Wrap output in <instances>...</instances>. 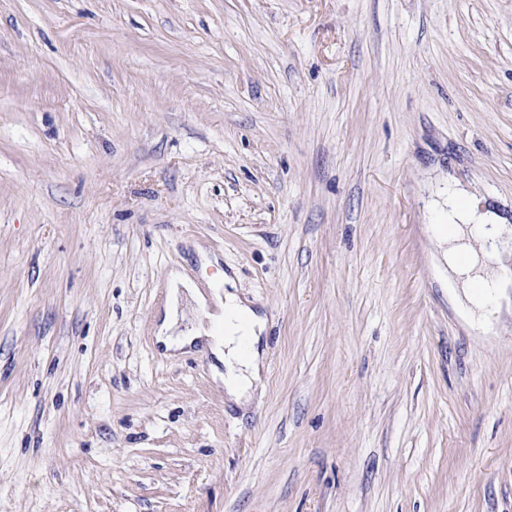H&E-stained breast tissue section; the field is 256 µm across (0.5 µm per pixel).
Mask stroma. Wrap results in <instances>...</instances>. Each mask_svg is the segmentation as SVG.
Returning <instances> with one entry per match:
<instances>
[{
	"mask_svg": "<svg viewBox=\"0 0 512 512\" xmlns=\"http://www.w3.org/2000/svg\"><path fill=\"white\" fill-rule=\"evenodd\" d=\"M451 176L512 219V0H0V512H512ZM175 270L266 316L247 406Z\"/></svg>",
	"mask_w": 512,
	"mask_h": 512,
	"instance_id": "35a3bbf8",
	"label": "stroma"
}]
</instances>
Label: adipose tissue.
<instances>
[{
  "label": "adipose tissue",
  "instance_id": "adipose-tissue-1",
  "mask_svg": "<svg viewBox=\"0 0 512 512\" xmlns=\"http://www.w3.org/2000/svg\"><path fill=\"white\" fill-rule=\"evenodd\" d=\"M435 210L444 224L436 243L447 267L448 296L468 324L487 325L500 311L501 300L512 294V232L503 215L473 201L453 178ZM234 286L227 277L210 295H196L198 306L209 311L211 324L183 332L177 328L178 303L182 291L192 290L193 285L183 275L172 274L170 301L157 339L173 355L204 342L224 365L219 380L225 396L244 405L263 385L260 343L266 318L234 293Z\"/></svg>",
  "mask_w": 512,
  "mask_h": 512
}]
</instances>
